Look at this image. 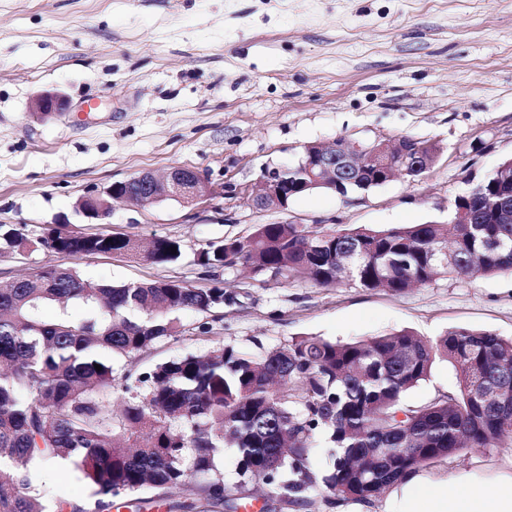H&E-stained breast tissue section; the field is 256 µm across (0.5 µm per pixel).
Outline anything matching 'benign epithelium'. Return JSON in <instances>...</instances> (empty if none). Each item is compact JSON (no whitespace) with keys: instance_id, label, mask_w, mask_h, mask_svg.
<instances>
[{"instance_id":"obj_1","label":"benign epithelium","mask_w":512,"mask_h":512,"mask_svg":"<svg viewBox=\"0 0 512 512\" xmlns=\"http://www.w3.org/2000/svg\"><path fill=\"white\" fill-rule=\"evenodd\" d=\"M65 97L53 93L39 94L33 103V112L42 116H57L67 110ZM424 147L408 146L405 138L396 148L386 151L377 147V142L353 140L342 146L339 153L328 146L310 145L298 158L299 171L303 179L291 183L284 175L292 167H267L261 179V192L250 199V205L259 210L288 207V199L300 190L326 187L344 196L349 188H368L388 182L397 173L392 156L414 153L412 163H418ZM211 194L209 181L198 171L175 166L163 177L142 173L128 180L115 182L104 191L92 190L80 199L78 212L88 219L103 220L112 215L111 200L123 199L141 206L153 205L165 200H175L191 205Z\"/></svg>"}]
</instances>
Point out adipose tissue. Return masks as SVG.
I'll use <instances>...</instances> for the list:
<instances>
[{"label": "adipose tissue", "mask_w": 512, "mask_h": 512, "mask_svg": "<svg viewBox=\"0 0 512 512\" xmlns=\"http://www.w3.org/2000/svg\"><path fill=\"white\" fill-rule=\"evenodd\" d=\"M394 512H512V487L489 495L461 482L413 486L404 490Z\"/></svg>", "instance_id": "ef3b65f1"}]
</instances>
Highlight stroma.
I'll use <instances>...</instances> for the list:
<instances>
[{
  "label": "stroma",
  "instance_id": "35a3bbf8",
  "mask_svg": "<svg viewBox=\"0 0 512 512\" xmlns=\"http://www.w3.org/2000/svg\"><path fill=\"white\" fill-rule=\"evenodd\" d=\"M57 91L63 116L32 115ZM437 144L430 170L361 195L316 190L287 210H258L264 167L341 137ZM512 158V0H0V225L43 236L59 221L101 227L75 211L89 190L174 166L195 169L212 196L184 206L115 202L101 229L142 245L165 236L181 257L88 255L81 276L114 283L179 279L225 291L210 333L186 311L184 331L138 359L140 368L218 345L279 347L300 336L350 342L409 329L512 338V274L436 277L396 294L346 281L321 288L236 266L202 276L197 249L243 239L259 224L333 228L444 223L457 196ZM422 482L464 477L488 493L512 485V446L472 448L422 467ZM47 501L81 502L92 488L66 463L39 474ZM400 487L371 502L326 494L281 512H392Z\"/></svg>",
  "mask_w": 512,
  "mask_h": 512
}]
</instances>
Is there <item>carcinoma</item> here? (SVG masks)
<instances>
[{
  "instance_id": "cac0c4a2",
  "label": "carcinoma",
  "mask_w": 512,
  "mask_h": 512,
  "mask_svg": "<svg viewBox=\"0 0 512 512\" xmlns=\"http://www.w3.org/2000/svg\"><path fill=\"white\" fill-rule=\"evenodd\" d=\"M501 199L512 204L508 160L465 195L472 224H258L244 240L205 244L194 261L206 276L243 265L322 288L351 280L396 293L440 274L512 273V223H486ZM39 248L76 260L133 257L139 244L66 224L35 240L0 232V253ZM180 248L156 238L145 258L173 262ZM73 303L84 308L78 320ZM223 307L222 288L99 282L66 264L0 282V512H45L34 473L58 460L81 472L100 512L146 488L157 497L181 490L189 512H234L251 484L284 502L316 490L368 502L431 462L512 444V339L490 330L454 328L436 340L410 330L352 342L302 336L258 353L222 345L138 370L139 355L182 333L180 312ZM438 357L455 368L457 390L406 403ZM317 448L327 449L320 471L310 466Z\"/></svg>"
}]
</instances>
